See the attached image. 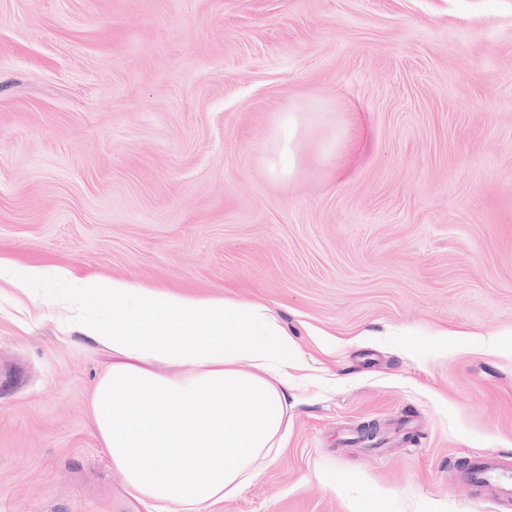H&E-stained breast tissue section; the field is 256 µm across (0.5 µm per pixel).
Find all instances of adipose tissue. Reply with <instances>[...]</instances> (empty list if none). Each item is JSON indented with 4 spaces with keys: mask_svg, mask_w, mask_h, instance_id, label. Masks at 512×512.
Segmentation results:
<instances>
[{
    "mask_svg": "<svg viewBox=\"0 0 512 512\" xmlns=\"http://www.w3.org/2000/svg\"><path fill=\"white\" fill-rule=\"evenodd\" d=\"M306 129L304 113H282L269 143L275 174H294ZM63 280L82 335L112 353L91 417L145 512H207L256 480L258 460L282 446L291 424L295 343L270 308L116 278ZM104 304L111 323L89 321Z\"/></svg>",
    "mask_w": 512,
    "mask_h": 512,
    "instance_id": "adipose-tissue-1",
    "label": "adipose tissue"
}]
</instances>
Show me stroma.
Listing matches in <instances>:
<instances>
[{"label":"stroma","instance_id":"stroma-1","mask_svg":"<svg viewBox=\"0 0 512 512\" xmlns=\"http://www.w3.org/2000/svg\"><path fill=\"white\" fill-rule=\"evenodd\" d=\"M0 257L274 311L288 436L210 512H512L459 476L512 458V0H0ZM13 276L0 512H144L89 414L111 352ZM307 126L304 112L289 109L281 114L269 143L270 151L277 158L271 165L275 174L288 178L294 174L298 151Z\"/></svg>","mask_w":512,"mask_h":512}]
</instances>
